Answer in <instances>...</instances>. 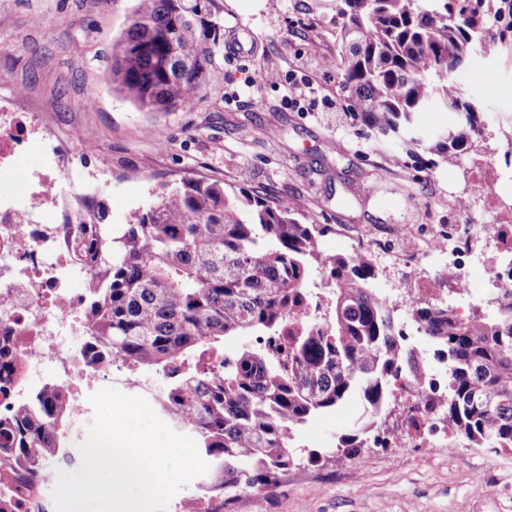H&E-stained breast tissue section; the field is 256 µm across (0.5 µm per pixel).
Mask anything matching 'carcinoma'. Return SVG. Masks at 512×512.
I'll return each mask as SVG.
<instances>
[{"instance_id": "cac0c4a2", "label": "carcinoma", "mask_w": 512, "mask_h": 512, "mask_svg": "<svg viewBox=\"0 0 512 512\" xmlns=\"http://www.w3.org/2000/svg\"><path fill=\"white\" fill-rule=\"evenodd\" d=\"M336 0V55L346 111L386 142L405 139L453 165L477 148L482 112L457 73L485 48L483 23L468 0ZM212 0H138L112 46V89L150 112L186 108L216 77L224 49ZM457 115L429 130L420 114ZM322 229L294 198L272 204L197 180L166 188L116 234L100 212L77 214L72 258L90 271L84 313L93 354L116 356L163 379L160 415L191 431L209 468V499L240 488L268 491L295 464L292 448L316 416L353 401L359 428L335 450L360 451L399 373L421 377L422 357L405 344L396 306L372 288L364 253L327 257ZM407 320L425 332L448 366L443 418L469 447L512 450V290L461 317L448 298L410 303ZM278 338L244 347L215 368L211 355L230 336ZM20 379L0 361V398ZM70 404L57 384L33 390L0 418V474L43 497V476L72 454Z\"/></svg>"}]
</instances>
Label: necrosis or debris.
<instances>
[{
    "instance_id": "1",
    "label": "necrosis or debris",
    "mask_w": 512,
    "mask_h": 512,
    "mask_svg": "<svg viewBox=\"0 0 512 512\" xmlns=\"http://www.w3.org/2000/svg\"><path fill=\"white\" fill-rule=\"evenodd\" d=\"M37 152L39 163L31 169L21 191L0 195V337L10 339V350L24 375L35 365L52 367L56 381L69 401L78 433H85L93 405L92 394L111 386V367L87 362L82 341L89 329L80 315L85 291L81 284L87 269L74 265L72 243L74 215L57 195L48 191L64 171V146L33 115L17 111L15 98L0 99V183L15 181L17 162ZM502 169L478 162L468 179L481 191L480 202L462 194L451 195L448 211L454 223L432 226L425 235H407L401 257L415 262L419 257L438 260L435 269H421L414 289L417 296L434 297L443 292L454 299L471 295L473 288L498 296L512 288V268L497 264L482 249L488 229L471 223L474 211L497 216L501 234L493 237L500 249H512V195L500 192ZM48 214L39 222V214ZM482 270L473 281L470 269ZM443 392L427 383L414 384L409 376L398 378L393 399L408 398V412L418 413L414 427L398 439L401 447H430L448 426L440 418Z\"/></svg>"
}]
</instances>
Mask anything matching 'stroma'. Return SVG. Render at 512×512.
<instances>
[{"instance_id":"35a3bbf8","label":"stroma","mask_w":512,"mask_h":512,"mask_svg":"<svg viewBox=\"0 0 512 512\" xmlns=\"http://www.w3.org/2000/svg\"><path fill=\"white\" fill-rule=\"evenodd\" d=\"M214 0L221 36L250 31L247 52L216 55L219 79L174 112H147L114 92L112 45L127 29L135 0H0V95L21 90L17 109L38 116L71 148L69 181L88 186L89 205L121 231L162 187L190 180L280 202L303 199L324 229L325 255L358 248L363 231H419L448 223L442 201L462 184L444 161L394 164L395 146L346 112H298L264 70L296 69L336 53V0ZM495 55L472 53L458 79L484 106L481 142L488 161L512 171V27L489 24ZM253 96L241 93L245 78ZM358 405L313 420L296 465L271 492L239 489L220 512H512V452L490 457L456 438L430 448L307 452L335 443Z\"/></svg>"}]
</instances>
